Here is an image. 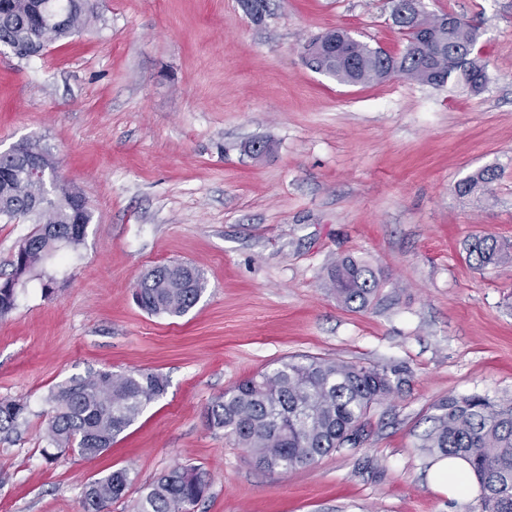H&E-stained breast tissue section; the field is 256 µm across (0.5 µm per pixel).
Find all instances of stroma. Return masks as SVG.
Wrapping results in <instances>:
<instances>
[{"label":"stroma","mask_w":512,"mask_h":512,"mask_svg":"<svg viewBox=\"0 0 512 512\" xmlns=\"http://www.w3.org/2000/svg\"><path fill=\"white\" fill-rule=\"evenodd\" d=\"M477 28L487 83L400 76L346 85L303 46L342 28L397 55L391 0H108L38 58L0 47V154L36 141L93 219L77 248L27 274L0 317V397L23 402L0 441V512H83L93 479L136 476L108 512L179 465L210 484L195 512H475L415 442L448 396L512 398V265L476 269L473 237L512 240V0H423ZM268 140L254 159L244 147ZM499 171L482 200L458 184ZM352 256L383 285L364 310L324 286ZM199 266L183 317L132 294L160 264ZM397 369L360 442L288 472L258 468L205 424L208 405L291 356ZM148 368L167 381L112 447L47 449L46 399L74 376Z\"/></svg>","instance_id":"stroma-1"}]
</instances>
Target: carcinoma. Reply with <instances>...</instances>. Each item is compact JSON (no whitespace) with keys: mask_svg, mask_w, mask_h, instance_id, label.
Segmentation results:
<instances>
[{"mask_svg":"<svg viewBox=\"0 0 512 512\" xmlns=\"http://www.w3.org/2000/svg\"><path fill=\"white\" fill-rule=\"evenodd\" d=\"M100 14L98 0H0V45L13 47L23 58L40 57L82 33ZM476 42V29L462 22L439 50L427 44L416 51L408 43L401 54L390 55L359 41L350 48L351 62L334 71V77L344 84H369L381 81L390 68L420 84L456 81L478 92L486 73L473 57ZM44 154L49 151L28 141L0 154V220L34 225L15 252L13 272L0 279V316L13 309L19 280L43 257L81 244L92 219L76 188L57 183L49 190L45 181L29 176V160ZM496 179V170L484 169L462 181L459 192L483 194ZM469 254L479 269L512 264V242L478 237L469 244ZM325 287L346 306L365 308L377 296L379 282L365 263L343 257L328 267ZM205 289L198 266L160 265L143 275L134 298L151 315L177 318L197 304ZM166 388V378L151 370L72 377L48 397L45 439L50 446L76 448L81 457L93 459ZM393 389L386 367L290 357L216 397L207 407L206 422L248 449L259 467L288 472L347 444L356 445L372 406ZM432 409L431 426L418 436L415 447L469 464L481 488L478 512H512V401L495 402L477 394L450 396ZM26 414L23 403L0 397V435L19 434ZM133 482L127 468L94 480L83 492V512H104ZM208 488L200 469L175 467L145 488L135 512H193Z\"/></svg>","mask_w":512,"mask_h":512,"instance_id":"obj_1","label":"carcinoma"}]
</instances>
